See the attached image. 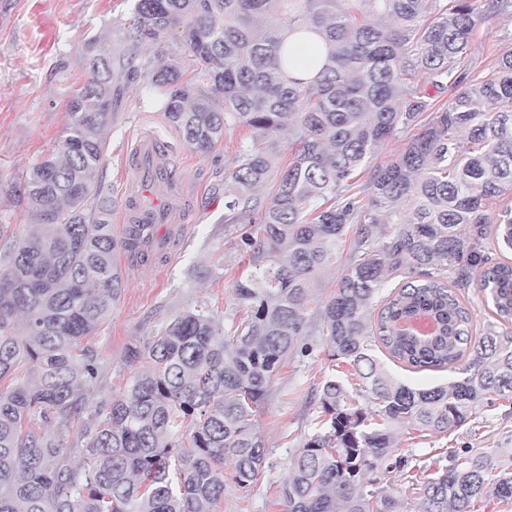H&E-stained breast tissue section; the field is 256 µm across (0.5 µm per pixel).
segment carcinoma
Returning a JSON list of instances; mask_svg holds the SVG:
<instances>
[{"instance_id": "cac0c4a2", "label": "carcinoma", "mask_w": 512, "mask_h": 512, "mask_svg": "<svg viewBox=\"0 0 512 512\" xmlns=\"http://www.w3.org/2000/svg\"><path fill=\"white\" fill-rule=\"evenodd\" d=\"M510 6L134 0L130 39L178 31L223 101L216 110L181 66L163 65L152 79L170 126L202 153L236 127L249 130L224 178L225 223L244 215L258 224L260 238L239 242L258 273L233 284L246 314L223 327L203 306L184 311L133 352L143 370L123 392L95 405L84 392L97 386L100 361L86 339L120 295L117 246L136 252L142 240L134 224L116 241L98 179L112 88L131 66L112 67V47L90 42L59 156L34 164L17 188L42 230L13 235L0 251V381L14 379L0 387V512H218L228 459L233 483L252 487L267 463L255 413L306 335L313 291L352 226L347 267L322 307L331 371L277 490L286 512H402L409 492L418 512H477L487 496L512 506V467L500 461L508 448L451 451L448 467L427 475L393 457L397 428L444 434L485 402H512V334L490 324L471 336V312L454 292L476 276L496 316L512 321V263L486 252L490 238L512 251V205L496 204L512 196V52L483 77L471 71L475 35ZM293 30L329 44L314 80L285 75ZM448 90V106L434 109ZM415 127L400 153L376 161L386 141ZM286 129L293 153L275 174L272 142ZM270 178L268 199L257 198ZM417 314L434 330L399 328ZM376 345L413 372L461 377L413 389L375 358ZM349 378L370 394L368 406L353 399ZM380 466L402 483L367 488L364 476Z\"/></svg>"}]
</instances>
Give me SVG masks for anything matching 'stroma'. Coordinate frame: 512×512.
I'll return each instance as SVG.
<instances>
[{
    "label": "stroma",
    "instance_id": "stroma-1",
    "mask_svg": "<svg viewBox=\"0 0 512 512\" xmlns=\"http://www.w3.org/2000/svg\"><path fill=\"white\" fill-rule=\"evenodd\" d=\"M134 0H0V224L19 234L32 221L13 189L32 164L56 153L68 123L67 105L86 79L87 44L98 39L118 52H134L140 76L121 84L104 131V162L99 176L104 194L116 200L122 182L121 160L128 140L141 132L167 141L177 170L172 186L153 187L160 205L180 208L186 227L184 241L175 243L161 272L146 278L118 249L123 289L112 315L88 342L104 367L101 383L90 400L119 394L130 377L141 371L129 357L186 309L205 304L221 323L242 314L245 306L232 292L234 281L253 270L251 254L239 245L235 227L224 222V171L236 165L242 128L226 134L207 154L186 144L171 130L157 108L161 96L151 82L164 64L180 63L186 55L176 32L129 47ZM512 50V8L492 16L476 38L474 72H491L498 58ZM347 246L336 251L334 268L316 288L308 309L303 350L292 351L273 379L255 417L263 436L267 464L251 489L224 488L220 512H284L277 486L287 475L291 452L310 430L317 413L315 390L327 368L326 338L321 311L335 289L348 259ZM399 454L431 468L445 465L449 448H512V402L481 406L466 425L450 435L410 439L397 430Z\"/></svg>",
    "mask_w": 512,
    "mask_h": 512
}]
</instances>
